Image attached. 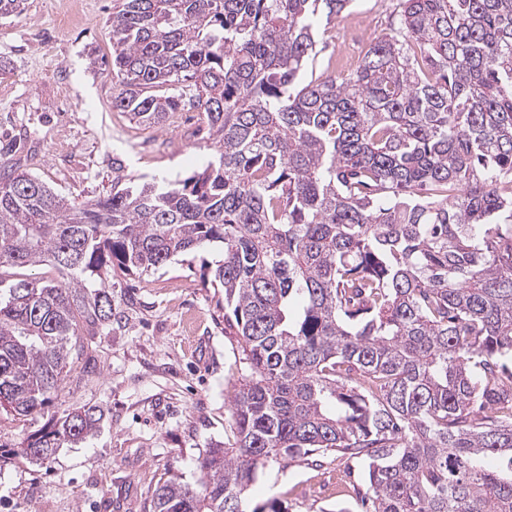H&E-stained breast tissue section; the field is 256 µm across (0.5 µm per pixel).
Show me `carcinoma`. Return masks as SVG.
<instances>
[{"label": "carcinoma", "mask_w": 512, "mask_h": 512, "mask_svg": "<svg viewBox=\"0 0 512 512\" xmlns=\"http://www.w3.org/2000/svg\"><path fill=\"white\" fill-rule=\"evenodd\" d=\"M352 0H115L112 108L200 115L211 159L77 202L0 176V406L35 420L120 319L112 274L212 248L246 369L234 441L152 512H282L273 464L364 463L367 512H512V0H400L347 76L303 83L317 17ZM46 265L58 277L20 270ZM51 417L42 464L99 427Z\"/></svg>", "instance_id": "obj_1"}]
</instances>
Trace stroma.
Here are the masks:
<instances>
[{
  "label": "stroma",
  "instance_id": "1",
  "mask_svg": "<svg viewBox=\"0 0 512 512\" xmlns=\"http://www.w3.org/2000/svg\"><path fill=\"white\" fill-rule=\"evenodd\" d=\"M112 0H27L0 21V169L26 171L79 201L112 190L113 161L135 180H174L210 157L194 131L199 115L144 127L112 108V79L90 57L109 54ZM398 0H352L318 35L314 73L332 70L345 30L361 46L398 20ZM180 257L142 276L117 275L112 296L121 323L95 337V371L66 381L55 412L99 407L97 433L34 465L0 464V512H150L157 484L200 476L206 449L231 443L230 390L243 352L224 321V290L203 260ZM357 461L328 455L319 465L271 466L252 503L277 500L285 512L356 508L364 490Z\"/></svg>",
  "mask_w": 512,
  "mask_h": 512
}]
</instances>
